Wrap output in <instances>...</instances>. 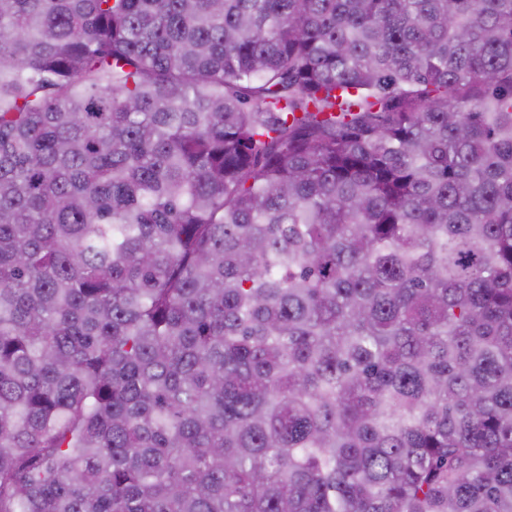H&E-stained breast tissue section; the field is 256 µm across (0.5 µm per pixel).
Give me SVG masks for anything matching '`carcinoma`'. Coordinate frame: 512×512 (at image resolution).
<instances>
[{
    "label": "carcinoma",
    "instance_id": "1",
    "mask_svg": "<svg viewBox=\"0 0 512 512\" xmlns=\"http://www.w3.org/2000/svg\"><path fill=\"white\" fill-rule=\"evenodd\" d=\"M0 512H512V0H0Z\"/></svg>",
    "mask_w": 512,
    "mask_h": 512
}]
</instances>
